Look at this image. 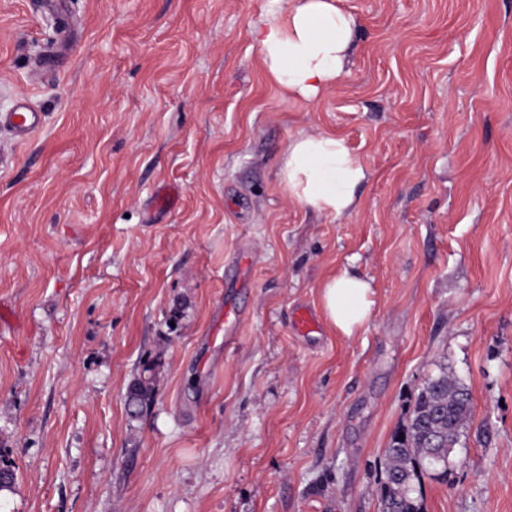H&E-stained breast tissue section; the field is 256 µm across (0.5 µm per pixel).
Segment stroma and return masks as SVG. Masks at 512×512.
Wrapping results in <instances>:
<instances>
[{"label": "stroma", "instance_id": "obj_1", "mask_svg": "<svg viewBox=\"0 0 512 512\" xmlns=\"http://www.w3.org/2000/svg\"><path fill=\"white\" fill-rule=\"evenodd\" d=\"M44 2L0 0V113L45 115L0 127V512H379L443 363L472 408L423 512H512V0H340L347 73L314 102L265 76L272 0ZM301 132L368 168L356 211L280 189ZM351 261L366 326L301 334ZM42 123L43 114L35 112L26 99L18 102L13 112H7L6 115L0 114V127L8 125L16 136L24 140L39 131ZM156 391V364L154 361L144 360L126 393V404L132 418L138 419L150 411Z\"/></svg>", "mask_w": 512, "mask_h": 512}]
</instances>
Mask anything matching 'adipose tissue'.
<instances>
[{
  "instance_id": "obj_1",
  "label": "adipose tissue",
  "mask_w": 512,
  "mask_h": 512,
  "mask_svg": "<svg viewBox=\"0 0 512 512\" xmlns=\"http://www.w3.org/2000/svg\"><path fill=\"white\" fill-rule=\"evenodd\" d=\"M354 28L353 16L336 0H288L287 9L254 27L251 37L282 95L315 100L345 75ZM278 177L290 201L336 218L357 207L368 173L343 138L317 133L290 138ZM319 304L336 335L355 336L372 314V285L348 264L322 284Z\"/></svg>"
}]
</instances>
